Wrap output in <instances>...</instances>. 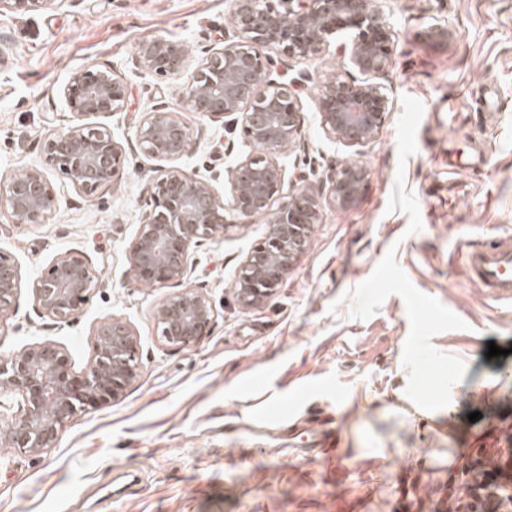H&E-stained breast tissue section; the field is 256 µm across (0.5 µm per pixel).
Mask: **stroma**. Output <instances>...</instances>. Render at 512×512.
Masks as SVG:
<instances>
[{"label":"stroma","instance_id":"35a3bbf8","mask_svg":"<svg viewBox=\"0 0 512 512\" xmlns=\"http://www.w3.org/2000/svg\"><path fill=\"white\" fill-rule=\"evenodd\" d=\"M236 7L81 0L0 15V180L42 165V140L69 117L62 88L73 74L107 66L128 89L126 110L101 119L124 158L118 179L85 197L47 169L56 205L45 224L0 223V255L18 274L0 357L51 340L82 375L98 324L114 315L131 325L139 365L122 399L86 407L43 453L0 445V512H438L448 466L470 448L496 453L512 478V456L496 445L512 430V299L470 286L463 258L471 243L512 240V0H378L395 32L391 64L376 78L392 110L364 145L327 135L318 112L321 83L365 80L336 53L352 33L290 60L308 79L300 133L280 166L323 191L351 163L367 177L354 207L324 204L277 293L252 308L238 304L234 285L266 238L260 219L195 247L181 285L145 287L126 264L163 167L136 147L135 125L155 104L181 106L188 83L133 58L164 38L199 63L221 47ZM438 26L447 40L432 39ZM485 86L501 111L483 112ZM452 99L466 114L456 128ZM209 126L180 162L189 175L255 154L241 125ZM473 149L479 168L449 174V151ZM64 254L91 260L99 283L77 319L59 324L38 312L31 284ZM181 286L214 306L206 336L186 348L166 343L153 318ZM492 343L502 356L487 358ZM323 430L336 434L330 470Z\"/></svg>","mask_w":512,"mask_h":512}]
</instances>
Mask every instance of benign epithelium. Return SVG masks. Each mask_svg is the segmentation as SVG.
Returning a JSON list of instances; mask_svg holds the SVG:
<instances>
[{"instance_id":"7a95c632","label":"benign epithelium","mask_w":512,"mask_h":512,"mask_svg":"<svg viewBox=\"0 0 512 512\" xmlns=\"http://www.w3.org/2000/svg\"><path fill=\"white\" fill-rule=\"evenodd\" d=\"M77 0H0V14L57 9ZM232 31L224 45L198 63L188 83L182 112L212 121L238 114L250 141L260 153L244 158L228 172L224 192L209 179L186 174L178 162L193 145L192 132L181 112L156 107L135 125V140L148 157L169 166L153 182L154 208L129 245V270L142 285L154 288L183 280L191 250L204 239L224 236L228 224L259 218L268 225L266 240L251 250L235 282L240 305L263 303L281 287L288 270L306 246L309 227L317 223L322 196L296 183L283 193L285 173L276 157L289 149L299 132L300 99L295 87L308 76L288 81L273 78L272 54L305 59L322 50L339 30L354 29L342 54L364 75H381L389 67L392 32L374 0H239ZM190 63L188 52L159 38L143 43L135 65L156 75L181 77ZM71 119L41 142L45 165L59 171L83 196L119 176L122 152L111 130L90 118L125 109L127 86L110 69L90 67L63 87ZM390 98L367 81L322 85L318 110L324 130L354 146L374 139L391 111ZM366 171L342 167L331 179L332 202L343 209L357 204ZM55 196L44 171L32 167L0 183V217L17 227L45 223ZM91 262L66 254L55 258L33 281L34 303L57 323L75 319L96 287ZM16 270L0 255V317L15 301ZM214 308L208 296L182 288L161 300L154 311L166 342L179 347L196 344L208 331ZM96 354L80 378L74 377L62 352L51 342H38L21 353L0 359V438L11 447L38 455L59 438L77 412L117 401L138 377L134 333L119 318L96 328ZM19 399L17 409L4 406Z\"/></svg>"}]
</instances>
